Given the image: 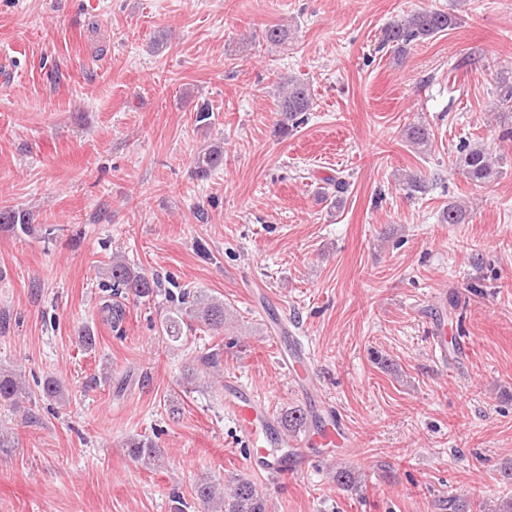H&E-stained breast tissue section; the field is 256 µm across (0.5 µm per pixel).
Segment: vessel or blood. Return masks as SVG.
Segmentation results:
<instances>
[{
    "label": "vessel or blood",
    "instance_id": "1",
    "mask_svg": "<svg viewBox=\"0 0 512 512\" xmlns=\"http://www.w3.org/2000/svg\"><path fill=\"white\" fill-rule=\"evenodd\" d=\"M281 359L291 382L301 387L304 396L318 398L319 385L301 345L282 352ZM224 411L246 446V466L260 475L283 477L293 474L309 458L311 449L331 452L352 447L355 443L346 421L330 409L317 411L304 436L289 442L265 402L248 386L232 378L224 381Z\"/></svg>",
    "mask_w": 512,
    "mask_h": 512
}]
</instances>
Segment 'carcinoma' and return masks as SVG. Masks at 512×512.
Instances as JSON below:
<instances>
[{"label": "carcinoma", "instance_id": "obj_1", "mask_svg": "<svg viewBox=\"0 0 512 512\" xmlns=\"http://www.w3.org/2000/svg\"><path fill=\"white\" fill-rule=\"evenodd\" d=\"M460 18L450 12L436 9H421L412 14L389 22L383 29L382 46L391 49L396 61L403 59L417 43L446 32L458 25ZM496 109L499 112H512V71H503L497 77ZM313 105V97L308 85L289 77L281 86L275 115L276 125L282 132H288L306 120V114ZM405 137L412 146L428 150L430 133L420 124L405 130ZM457 170L467 179L489 184L502 175L504 159H492L481 144L463 142L457 148L453 159ZM224 164V146L211 143L201 149L195 160L194 173L200 178L208 177ZM465 218L464 208L456 203L448 204L441 215L444 224H460ZM0 229L28 234L32 232L30 214L26 211L0 208ZM105 278L103 287L109 291L102 305V312L114 328L121 327L125 316V303L133 300L149 299L161 292L159 277L148 275L134 267L123 254L112 256V261L102 272ZM181 311L189 318L196 319L206 327L219 333L224 330V302L189 291L180 292ZM224 354L219 345H214L198 357L204 370L217 369ZM21 373L0 370V406L20 407L23 398ZM307 414L294 409L287 412L282 420L283 432L296 431L306 427ZM129 456L144 464H153L161 458L157 443L148 437L132 438L126 443ZM336 483L349 489L360 488L356 472L341 468L335 471ZM230 491H224L220 482L204 481L195 487L196 498L203 504L204 512H268L267 498L259 493L250 479L235 475L228 480Z\"/></svg>", "mask_w": 512, "mask_h": 512}]
</instances>
